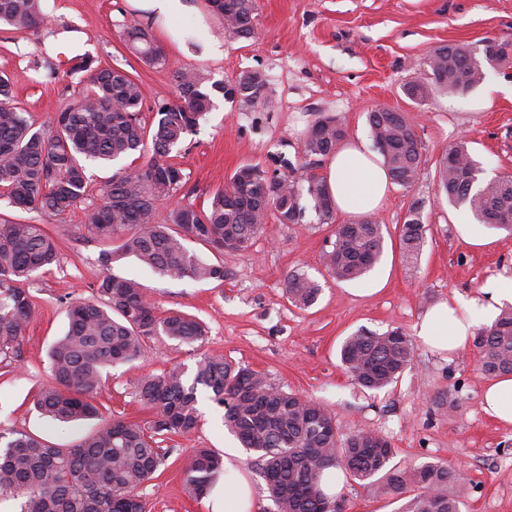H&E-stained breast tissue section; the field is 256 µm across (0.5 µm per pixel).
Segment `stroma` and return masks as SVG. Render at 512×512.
<instances>
[{"mask_svg":"<svg viewBox=\"0 0 512 512\" xmlns=\"http://www.w3.org/2000/svg\"><path fill=\"white\" fill-rule=\"evenodd\" d=\"M174 18L175 28L205 25L219 40L220 54L205 48L181 51L157 34L170 65L153 69L136 64L146 102L175 95L173 69L200 66L212 80L231 82L246 72L265 80L263 98L250 104L216 100L196 131L174 148L187 174L179 203L206 207L244 164L271 171L288 158L301 171V145L320 117H337L352 139L370 141L368 112L386 107L404 113L421 144L418 175L410 187L392 185L373 214L382 225L380 261L361 279L341 282L322 264L333 223L308 216L296 227L269 221L245 251L224 255L196 245L198 254L223 264V283L172 280L132 257L112 264L115 274L140 281L158 314L180 309L207 326L203 342L181 345L164 336L149 341L145 358L114 365L100 396L104 417L148 424L152 413L136 394L138 380L181 365L194 369L202 354L215 353L265 373L276 386L321 403L344 432L373 429L391 439L397 467L444 461L468 482L461 512H512V426L482 409L488 380L472 350L437 352L416 343L411 365L398 382L380 391L353 384L340 361L343 341L358 331L384 333L401 328L414 334L428 307L440 301L486 299L488 291L512 279V234L477 224L464 207L449 204L438 187L439 162L450 146L467 140L485 179L512 176V58L487 69L482 83L465 96L440 95L419 102L405 93L407 83L427 70L434 50L448 44L479 46L493 38L512 43V0H256V35L229 40L221 19L205 0ZM57 30H74L81 52L101 63L122 64L127 53L123 21L139 18L128 0H42ZM45 42L0 27V74L14 84L17 100L42 123L66 104L69 76L42 82L36 64L47 60ZM424 203L426 239L417 264L401 255L398 230L411 202ZM0 216L46 225L57 239L60 261L37 273L27 287L34 317L17 353L0 356V432L27 430L61 445L75 444L92 430L58 426L41 418L33 396L48 385V350L68 327L63 294L87 298L103 269L104 245L83 230V208L60 216L22 211L0 196ZM304 270L321 288L314 305L293 306L284 280ZM201 425L174 439L165 464L141 489L150 512H210L207 499L195 498L184 483L182 459L196 448L224 453L236 449V463L257 491L256 512H276L253 453L239 447L224 428L223 408L207 390L197 393ZM339 512H400L404 500L379 485L346 481L337 496Z\"/></svg>","mask_w":512,"mask_h":512,"instance_id":"1","label":"stroma"}]
</instances>
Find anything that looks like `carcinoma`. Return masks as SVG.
<instances>
[{"instance_id":"cac0c4a2","label":"carcinoma","mask_w":512,"mask_h":512,"mask_svg":"<svg viewBox=\"0 0 512 512\" xmlns=\"http://www.w3.org/2000/svg\"><path fill=\"white\" fill-rule=\"evenodd\" d=\"M207 3L223 19L225 36H253L256 0ZM45 19L41 0H0V24L20 34L43 28L45 36L57 35ZM123 41L145 66L167 65L150 27L136 20L123 25ZM71 61L72 72L87 73V87L73 91L65 107L39 126L15 102L8 78L0 76V188L9 204L56 216L91 197L95 202L84 229L116 244L99 255L105 272L91 298L63 296L68 328L49 351L51 383L33 401L41 415L58 425L101 418L97 399L107 369L145 357L148 339L166 336L193 345L204 336L202 324L191 315L178 310L157 315L141 283L112 273V262L133 257L170 279L224 282V265L208 262L188 241L218 253L238 252L263 232L270 215L279 224L300 226L311 210L320 223H330L336 206L317 170L347 136L336 118H320L302 144L303 183L277 169L269 173L245 165L210 195L206 209L180 205L170 211L168 223L159 224L157 206L187 184L171 152L210 112L215 99H227L224 83L212 80L203 68L180 67L174 72L175 98L148 106L141 82L124 67L104 66L86 54ZM492 63L488 57L440 47L430 57L429 77L408 84L406 93L421 101L445 93L465 95L483 81ZM264 85L260 74L246 73L236 81V90L256 100ZM146 110L155 113L150 124ZM368 123L392 182L410 186L420 161L413 125L385 107L369 112ZM147 150L151 156L144 166L115 172L91 189L85 162L109 164ZM481 173L461 140L440 161V191L448 203L469 207L480 223L512 229V178L483 181ZM423 208L422 201L412 202L399 231L402 253L413 263L426 238ZM383 241L382 226L365 215L338 224L322 254L323 265L337 280L357 279L379 262ZM58 262V246L44 225L0 219L1 353L14 352L34 314L32 295L21 283ZM285 290L299 308L313 305L320 293L318 284L299 270L286 276ZM472 346L484 375H512V306L480 328ZM413 356V341L399 328L381 334L358 331L341 349L345 371L369 391L396 382ZM200 386L224 408V427L257 455L277 512H337L334 501L313 496L329 468L359 481L381 476L385 492L406 499L404 512H460L468 491L460 471L445 462L412 469L392 466L394 450L386 436L364 430L345 433L321 404L275 386L261 372L209 354L197 361L191 380L178 367L141 377L137 395L154 411L146 427L114 416L67 448L27 431L1 432L0 491L24 498L21 512H149L139 488L168 457L160 438L187 435L199 427ZM183 473L192 494L202 498L224 477V462L210 448H195L184 458Z\"/></svg>"}]
</instances>
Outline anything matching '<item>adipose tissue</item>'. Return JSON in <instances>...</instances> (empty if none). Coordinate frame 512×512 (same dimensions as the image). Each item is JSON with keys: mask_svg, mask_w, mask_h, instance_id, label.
I'll use <instances>...</instances> for the list:
<instances>
[{"mask_svg": "<svg viewBox=\"0 0 512 512\" xmlns=\"http://www.w3.org/2000/svg\"><path fill=\"white\" fill-rule=\"evenodd\" d=\"M132 7L147 13L179 48H186L182 33L172 27L175 16L192 11L191 0H129ZM337 210L357 215L377 209L387 195L391 180L381 159L364 142L354 141L337 149L326 178ZM474 321L451 302L428 309L416 326L418 337L431 347L455 352L466 349L472 339ZM211 512H255V495L247 478L232 464L225 463L224 479L210 495Z\"/></svg>", "mask_w": 512, "mask_h": 512, "instance_id": "1", "label": "adipose tissue"}]
</instances>
